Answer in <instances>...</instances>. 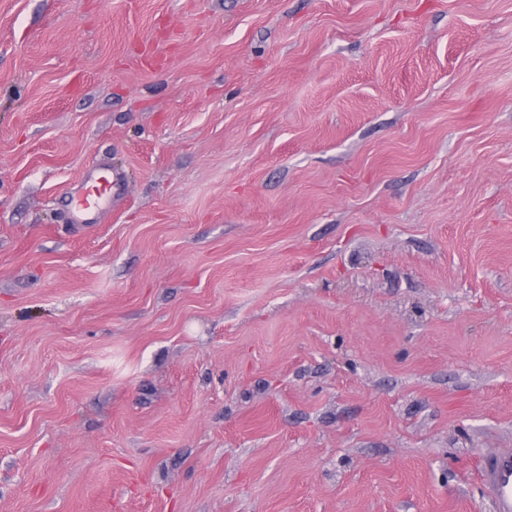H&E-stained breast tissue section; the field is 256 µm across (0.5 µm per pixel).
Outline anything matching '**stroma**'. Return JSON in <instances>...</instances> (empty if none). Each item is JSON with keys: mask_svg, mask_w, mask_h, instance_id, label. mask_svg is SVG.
<instances>
[{"mask_svg": "<svg viewBox=\"0 0 512 512\" xmlns=\"http://www.w3.org/2000/svg\"><path fill=\"white\" fill-rule=\"evenodd\" d=\"M487 448L512 0H0V512H490ZM118 180L103 168L96 176H88L81 190L73 200L74 211L78 219L87 214L102 211L112 198V189Z\"/></svg>", "mask_w": 512, "mask_h": 512, "instance_id": "1", "label": "stroma"}]
</instances>
